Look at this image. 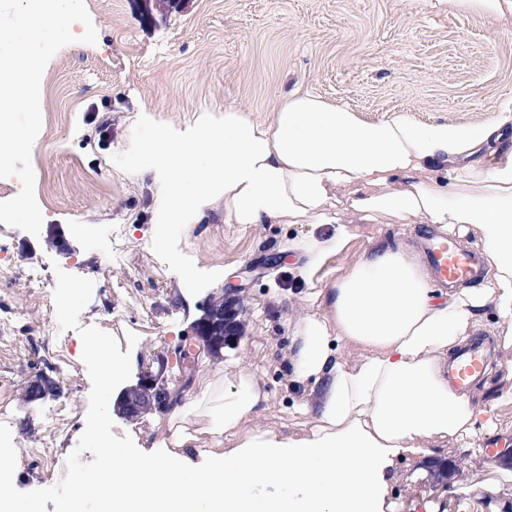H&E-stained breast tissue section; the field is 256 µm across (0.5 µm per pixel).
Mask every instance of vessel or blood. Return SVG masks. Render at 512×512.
Here are the masks:
<instances>
[{"instance_id": "b4317fda", "label": "vessel or blood", "mask_w": 512, "mask_h": 512, "mask_svg": "<svg viewBox=\"0 0 512 512\" xmlns=\"http://www.w3.org/2000/svg\"><path fill=\"white\" fill-rule=\"evenodd\" d=\"M426 261L440 286L477 284L486 276L476 253L451 237L424 236L421 241ZM491 354V341L479 337L461 348L448 365V378L460 391H468L480 378Z\"/></svg>"}]
</instances>
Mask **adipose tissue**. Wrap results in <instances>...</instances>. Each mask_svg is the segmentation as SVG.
Instances as JSON below:
<instances>
[{
  "label": "adipose tissue",
  "instance_id": "obj_1",
  "mask_svg": "<svg viewBox=\"0 0 512 512\" xmlns=\"http://www.w3.org/2000/svg\"><path fill=\"white\" fill-rule=\"evenodd\" d=\"M512 109L483 124L370 123L320 96L295 91L257 117L228 105L177 127L158 123L139 161L160 184L155 241L190 240L206 212L228 224H305L288 240L297 280L316 286L321 309L294 325L290 360L304 388L299 436L242 433L268 400L240 371L185 396L169 438L134 450L103 445L100 464L71 489L102 512H383L385 473L404 453L429 455L434 438L490 430V410L448 379V362L480 311L493 306L495 335L512 337ZM499 148L493 164L478 156ZM363 222L429 224L474 236L488 269L479 288L433 287L419 255L379 241L327 283L318 275L352 237L336 208ZM358 353L341 360L340 348Z\"/></svg>",
  "mask_w": 512,
  "mask_h": 512
}]
</instances>
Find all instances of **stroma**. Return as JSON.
Here are the masks:
<instances>
[{"mask_svg":"<svg viewBox=\"0 0 512 512\" xmlns=\"http://www.w3.org/2000/svg\"><path fill=\"white\" fill-rule=\"evenodd\" d=\"M97 42L72 43L48 62L40 86L42 126L31 151L35 196L45 225L39 236L0 223V252L42 258L67 299L69 336H32L45 311L23 281L0 280V308L16 311L14 337L0 344V438L17 457L10 472L13 512H67L75 474L97 468L100 446L90 429L116 397L143 377L155 398L134 417L115 413L107 441L134 447L165 432L171 398L197 391L211 369L235 361L255 373L270 397L260 419L283 435L304 421L293 406L303 388L291 380L292 325L312 310L310 290L287 285L294 256L284 243L303 224L242 228L207 218L192 241L153 242L161 200L139 165L141 141L154 133L142 113L175 126L201 112L224 116L228 105L265 116L295 90H307L376 121L399 111L425 122L480 123L512 104V31L492 19L452 13L448 0H176L145 16L138 0H84ZM125 227V249L106 264L105 228ZM81 233H72V226ZM348 246L332 260L353 263L373 242L412 246L422 224L354 222ZM193 272L184 292L174 267ZM80 263L82 287L70 288L65 260ZM110 276H103V266ZM233 267L230 281L215 270ZM239 292H229V284ZM289 288L282 299L277 291ZM233 301L237 336L199 356L197 326L213 305ZM104 337L109 356L125 361L111 390L99 386V364L77 342ZM478 403L491 408L495 436H512V345L498 349L477 383ZM68 404L66 416L50 409ZM485 435L431 442V461L396 459L388 472L387 512H512V471H502Z\"/></svg>","mask_w":512,"mask_h":512,"instance_id":"stroma-1","label":"stroma"}]
</instances>
